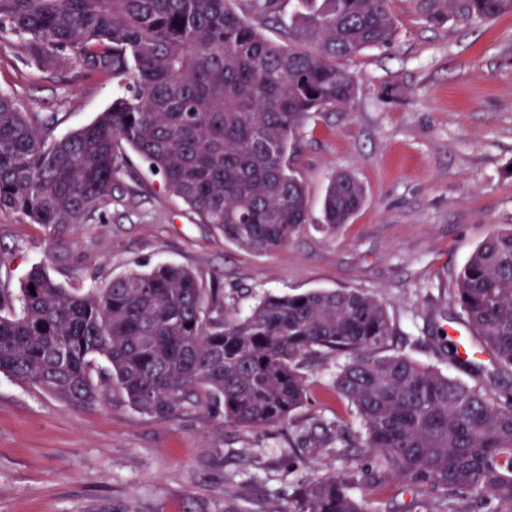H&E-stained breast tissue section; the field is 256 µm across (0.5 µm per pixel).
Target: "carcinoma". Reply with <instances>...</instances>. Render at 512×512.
I'll return each instance as SVG.
<instances>
[{"mask_svg": "<svg viewBox=\"0 0 512 512\" xmlns=\"http://www.w3.org/2000/svg\"><path fill=\"white\" fill-rule=\"evenodd\" d=\"M235 2L0 0V31L21 37L35 68L68 59L125 88L62 137L57 115H28L1 95L0 210L61 244L112 205L131 150L224 240L255 252L286 244L309 219L290 140L309 115L351 102L354 80L337 60L392 43L391 0H297L287 44ZM419 2L433 26L512 13V0ZM364 199L353 176L335 174L324 226L347 223ZM455 302L471 335L512 370V229L472 252ZM391 332L384 304L355 288L267 294L229 317L217 289L173 263L103 288L64 285L43 265L16 291L0 283V374L69 406L114 391L160 418L207 403L228 424L273 427L306 401L307 355L344 359L333 388L355 408L360 453L375 469L364 482L351 464L305 479L289 512H368L367 491L388 477L425 493L429 512L461 502L465 512H512V395L382 353Z\"/></svg>", "mask_w": 512, "mask_h": 512, "instance_id": "cac0c4a2", "label": "carcinoma"}]
</instances>
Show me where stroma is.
I'll return each instance as SVG.
<instances>
[{"instance_id": "obj_1", "label": "stroma", "mask_w": 512, "mask_h": 512, "mask_svg": "<svg viewBox=\"0 0 512 512\" xmlns=\"http://www.w3.org/2000/svg\"><path fill=\"white\" fill-rule=\"evenodd\" d=\"M390 8L393 42L340 62L355 82L350 107L314 113L295 134L289 164L310 221L285 246L256 253L225 242L132 153L118 184L137 183L139 194L125 193L62 248L41 225L0 211V277L16 288L43 264L58 281L76 270L101 288L175 263L221 288L230 314L267 293L355 288L384 303L387 352L511 393L512 371L498 369L471 337L453 290L471 253L512 228V13L432 27L418 0H391ZM121 91L68 61L37 71L20 38L0 33V93L29 114H58L57 135L93 122ZM339 172L361 182L365 201L331 231L321 202ZM335 370L334 357L311 359L306 402L288 424L266 428L226 424L207 405L156 418L116 393L74 409L0 375V512H288L302 480L347 457L370 466L336 441L337 429L355 440L361 428L331 387ZM367 507L424 512L395 479L368 493Z\"/></svg>"}]
</instances>
